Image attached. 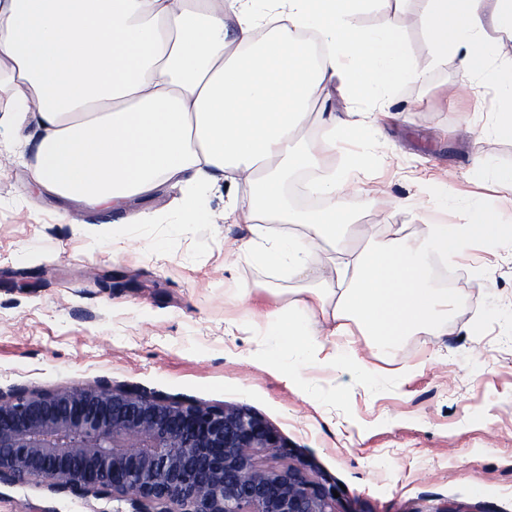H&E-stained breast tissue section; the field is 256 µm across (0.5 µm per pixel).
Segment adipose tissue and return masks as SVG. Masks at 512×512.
I'll return each mask as SVG.
<instances>
[{
	"label": "adipose tissue",
	"instance_id": "1",
	"mask_svg": "<svg viewBox=\"0 0 512 512\" xmlns=\"http://www.w3.org/2000/svg\"><path fill=\"white\" fill-rule=\"evenodd\" d=\"M375 0H0V101L37 140L33 178L45 190L106 211L150 193L160 180L190 187L183 213L218 183L227 185L224 215L250 225L255 238L242 258L287 266L299 277L322 267V246L341 250L363 233L342 196L366 164L349 155L344 168L310 185L329 201L294 209L284 191L295 172L334 154L339 142L369 143L371 127L335 115L320 118L319 137L297 141L315 101L384 97L396 83L419 79L398 28L365 29L355 16ZM415 24L437 57L459 59L460 87L485 84L497 112L480 135L512 141V62L494 56L492 34L512 35V0H425ZM270 35L257 39L261 27ZM252 186L240 196L238 185ZM271 224H298L300 237L274 239ZM512 241V226L476 207L463 224H431L423 236L405 226L367 238L350 262L335 267L334 288L268 314L270 357L282 349L321 354L328 338L346 342L339 363L370 368L348 335L393 354L403 337L446 320L454 295L437 287L434 266L478 242Z\"/></svg>",
	"mask_w": 512,
	"mask_h": 512
}]
</instances>
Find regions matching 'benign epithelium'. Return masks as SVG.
Here are the masks:
<instances>
[{
    "instance_id": "benign-epithelium-1",
    "label": "benign epithelium",
    "mask_w": 512,
    "mask_h": 512,
    "mask_svg": "<svg viewBox=\"0 0 512 512\" xmlns=\"http://www.w3.org/2000/svg\"><path fill=\"white\" fill-rule=\"evenodd\" d=\"M261 416L102 381L0 392V484L110 495L130 512H337Z\"/></svg>"
}]
</instances>
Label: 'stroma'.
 <instances>
[{"instance_id":"stroma-1","label":"stroma","mask_w":512,"mask_h":512,"mask_svg":"<svg viewBox=\"0 0 512 512\" xmlns=\"http://www.w3.org/2000/svg\"><path fill=\"white\" fill-rule=\"evenodd\" d=\"M422 0H378L356 22L403 20L424 67L385 102L391 119L367 149L358 188L343 199L377 238L460 223L468 197L504 209L506 190L477 187L474 158L512 166V143L475 138L497 105L488 90L455 92L456 57L433 61L407 17ZM35 145L0 115V390L76 384L139 387L180 401L246 407L280 435L295 462L334 486L340 512H512V244L477 245L448 262L440 287L458 298L446 323L405 337L395 357H371L370 377L282 350L265 365L264 314L298 298L287 268L231 261L250 238L224 219L222 191L207 220L185 223L184 185L167 182L125 224L50 194L32 176ZM447 196V205L438 197ZM412 196L417 205L398 207ZM119 230H111V223ZM245 288L248 299L235 291ZM108 497L54 494L38 482L0 485V512H122Z\"/></svg>"}]
</instances>
